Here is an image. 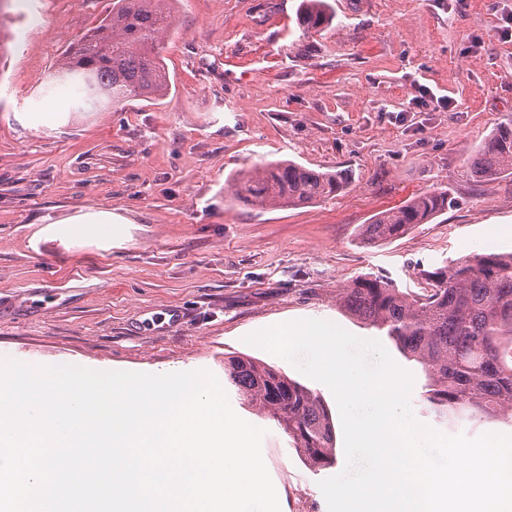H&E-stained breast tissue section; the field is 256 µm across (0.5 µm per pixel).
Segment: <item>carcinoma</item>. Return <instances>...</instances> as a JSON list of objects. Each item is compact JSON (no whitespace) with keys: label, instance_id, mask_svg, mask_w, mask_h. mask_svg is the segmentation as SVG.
I'll list each match as a JSON object with an SVG mask.
<instances>
[{"label":"carcinoma","instance_id":"obj_1","mask_svg":"<svg viewBox=\"0 0 512 512\" xmlns=\"http://www.w3.org/2000/svg\"><path fill=\"white\" fill-rule=\"evenodd\" d=\"M171 0H114L112 12L63 55L54 78L78 83L83 104L69 112H109L136 100H157L170 80L158 46L169 32ZM329 0H300L297 41L329 28ZM478 178L512 174V120L500 124L471 157ZM348 174L319 172L294 161L267 163L229 183L236 202L303 208L342 191ZM448 191H433L377 213L357 228L371 245L403 236L448 210ZM425 276L423 293H406L383 275H361L337 290L341 310L387 336L426 374L425 396L436 417L512 424V253L464 256ZM224 379L258 413L277 422L310 467L336 461L332 417L320 395L248 356L224 360Z\"/></svg>","mask_w":512,"mask_h":512}]
</instances>
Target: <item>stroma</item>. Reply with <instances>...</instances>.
Instances as JSON below:
<instances>
[{"label":"stroma","mask_w":512,"mask_h":512,"mask_svg":"<svg viewBox=\"0 0 512 512\" xmlns=\"http://www.w3.org/2000/svg\"><path fill=\"white\" fill-rule=\"evenodd\" d=\"M298 3L176 0L160 50L169 93L74 119L48 107L62 109L76 86L49 90L46 78L112 0H31L29 23L0 0L1 354L219 379L225 358L247 355L297 380L246 336L312 318L374 339L336 305L353 278L381 273L417 292L444 263L512 252V176L470 168L482 140L512 120V0H331L332 27L301 43ZM284 159L352 181L304 208L232 200L231 174ZM436 190L453 199L443 214L392 242H356L358 225ZM101 210L127 221L111 251L79 232L65 257L38 243L44 225ZM36 287L56 289L64 306L27 317L18 299ZM171 308L183 324L143 330ZM384 347L413 377L416 420L447 432L426 407L421 367ZM230 403L266 431L280 512H328L318 483L343 470L344 449L333 466L310 468L276 422L238 396Z\"/></svg>","instance_id":"1"}]
</instances>
